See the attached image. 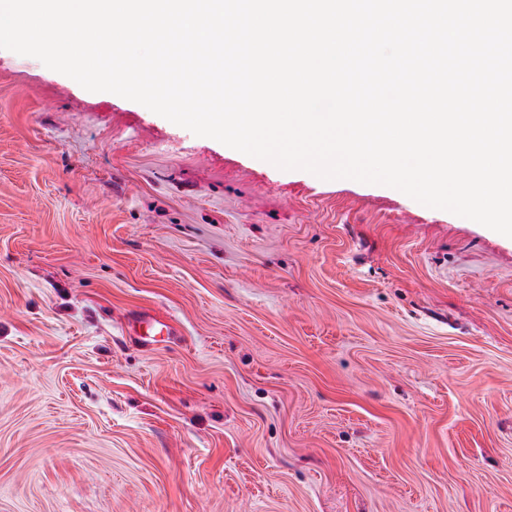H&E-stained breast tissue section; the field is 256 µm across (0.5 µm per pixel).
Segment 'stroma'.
<instances>
[{"instance_id":"1","label":"stroma","mask_w":512,"mask_h":512,"mask_svg":"<svg viewBox=\"0 0 512 512\" xmlns=\"http://www.w3.org/2000/svg\"><path fill=\"white\" fill-rule=\"evenodd\" d=\"M0 512H512V238L0 49Z\"/></svg>"}]
</instances>
